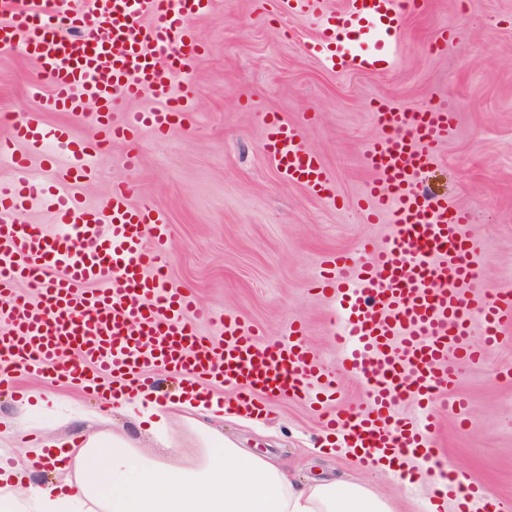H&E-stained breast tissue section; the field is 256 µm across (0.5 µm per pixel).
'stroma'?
Here are the masks:
<instances>
[{
	"label": "stroma",
	"mask_w": 512,
	"mask_h": 512,
	"mask_svg": "<svg viewBox=\"0 0 512 512\" xmlns=\"http://www.w3.org/2000/svg\"><path fill=\"white\" fill-rule=\"evenodd\" d=\"M191 25L207 52L188 87L190 125L162 138L143 131L133 171L122 163L125 145L113 142L80 193L98 207L114 180H129L136 202L152 205L170 226L173 283L192 290L210 315L245 318L266 340L303 323L313 356L334 362L336 303L311 284L329 254L382 241L391 230L365 223L356 205L372 180L363 154L380 136L373 119L380 100L421 107L443 98L458 113V130L420 179L471 211L470 233L482 246V291L512 288V0H418L405 15L395 67L380 74L332 69L308 55L304 45L317 33V16L281 14L277 0H215L212 12ZM451 28L457 39L439 51L441 33ZM48 90L33 61L0 53V137L22 117L49 125L69 120L40 111ZM268 112L294 121L312 114L303 138L328 168L339 204L281 180L263 150ZM509 368L512 330L484 361L463 368L454 392L469 402L466 420L442 422L436 440L438 464L455 463L483 490L470 501L471 512H484L489 497L512 503V379L501 376ZM17 382L75 402L86 414L77 428L58 413L52 427L32 429L33 443L113 429L161 449L118 402L101 405L52 375L34 380L21 372ZM233 394V387H220L224 418L214 426L237 447L281 459L302 479L365 478L389 494L395 512H428L433 482L422 459H402L400 480L361 468L347 447L317 454L323 405L288 398L242 415Z\"/></svg>",
	"instance_id": "stroma-1"
}]
</instances>
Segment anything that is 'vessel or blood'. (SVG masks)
<instances>
[{"label": "vessel or blood", "instance_id": "1", "mask_svg": "<svg viewBox=\"0 0 512 512\" xmlns=\"http://www.w3.org/2000/svg\"><path fill=\"white\" fill-rule=\"evenodd\" d=\"M283 13L313 14L321 25L308 54L331 68L373 74L390 70L408 0H279ZM213 0H0V51L36 61L50 82L39 108L88 120L96 134L82 140L70 124L24 118L0 140V156L25 169L39 155L48 181L0 185V391H16L17 372L42 376L47 366L76 356L60 375L101 396L126 395L152 383L164 368L187 383L208 381L237 390V404L261 412L257 395L318 399L337 392L348 373L366 386V409L327 414L326 429L344 430L360 464L377 451L413 455L429 448L447 413L467 403L447 397L460 366L482 360L512 324V293L477 294L481 265L470 237V213L419 186V174L457 127L446 100L413 109L387 103L373 117L381 137L365 152L375 178L366 192L369 223L390 220L381 243L364 242L362 256H333L314 282L336 300V363L325 368L307 347L301 325L286 337L259 341L237 316L222 321L223 345L200 336L204 319L194 295L173 284L169 227L148 204H133L128 183L113 184L100 208L85 206L79 187L92 180L94 154L112 141L127 145L123 164L136 169L143 129L166 135L190 122L177 80L188 79L202 54L191 18ZM150 93L155 107L121 112L123 102ZM97 111H85L86 101ZM263 148L281 178L314 196L333 198L332 178L306 146L302 127L266 120ZM41 196L56 227L24 222L20 213ZM25 293H18V285ZM481 334V346L471 338ZM411 419L399 416L408 396ZM474 487L455 467L440 471L437 496L467 499Z\"/></svg>", "mask_w": 512, "mask_h": 512}]
</instances>
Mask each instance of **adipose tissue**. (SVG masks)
Instances as JSON below:
<instances>
[{"label": "adipose tissue", "instance_id": "ef3b65f1", "mask_svg": "<svg viewBox=\"0 0 512 512\" xmlns=\"http://www.w3.org/2000/svg\"><path fill=\"white\" fill-rule=\"evenodd\" d=\"M120 404L147 430L179 410L204 416L199 454L173 447L155 455L116 431L25 448L0 457V512H393L389 496L362 479L304 482L285 463L234 447L207 424L223 416L220 400L184 390L170 400L133 393ZM47 460L73 478L60 485L21 478Z\"/></svg>", "mask_w": 512, "mask_h": 512}]
</instances>
